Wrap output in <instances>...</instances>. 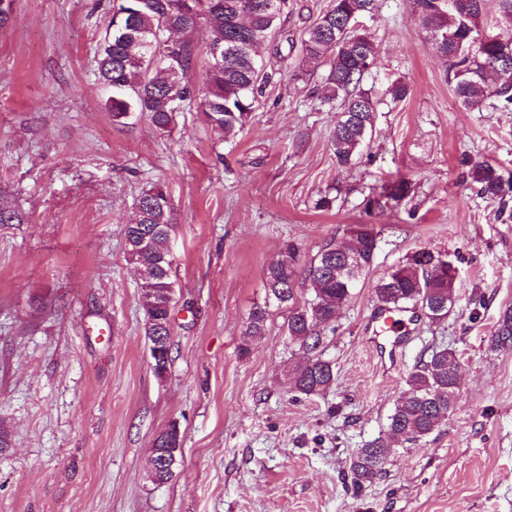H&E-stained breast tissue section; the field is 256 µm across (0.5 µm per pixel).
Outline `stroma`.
I'll use <instances>...</instances> for the list:
<instances>
[{
	"label": "stroma",
	"mask_w": 512,
	"mask_h": 512,
	"mask_svg": "<svg viewBox=\"0 0 512 512\" xmlns=\"http://www.w3.org/2000/svg\"><path fill=\"white\" fill-rule=\"evenodd\" d=\"M286 33L263 47L272 79L233 137L198 103L169 132L141 114L113 121L97 79L108 0H14L0 28V512H512V198H481L463 174L488 161L512 173V108L465 110L410 0H386L367 28L376 47L364 89L405 80L381 107L360 162L337 169L336 112L303 33L330 0H288ZM408 179L398 207L366 210L379 178ZM168 187L177 302L171 363L157 378L125 226L141 192ZM332 192L331 210H319ZM378 233L373 265L324 340L336 381L296 395L285 311L249 356L238 353L263 271L285 241L302 260ZM457 270L447 318L416 314L396 361L377 364L373 286L418 249ZM461 365L456 402L419 443L390 437L408 375L432 349ZM182 435L172 481L148 478L169 423ZM391 438L369 484L352 483L359 448Z\"/></svg>",
	"instance_id": "1"
}]
</instances>
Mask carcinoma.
Segmentation results:
<instances>
[{"instance_id": "carcinoma-1", "label": "carcinoma", "mask_w": 512, "mask_h": 512, "mask_svg": "<svg viewBox=\"0 0 512 512\" xmlns=\"http://www.w3.org/2000/svg\"><path fill=\"white\" fill-rule=\"evenodd\" d=\"M127 14L110 9V21L98 48L99 80L112 90L105 107L120 121L132 112L145 114L159 131L176 121L166 101L172 95L198 98L207 122L234 135L244 129L255 111L266 82L259 48L284 32L288 0H205L195 15L185 13L183 0H124ZM383 0H331L330 7L306 30L302 39L305 68L295 74L305 79L308 69L326 67L322 101L338 102L330 145L336 166H354L370 141L377 109L389 101L406 100L410 88L399 78L391 80L380 97L363 89L366 68L373 63L374 46L363 18L374 19ZM427 39L436 54L447 61L448 78L462 107L474 111L486 103L512 105V38L497 30L512 27V0H412ZM208 27V47L223 50V65H208L206 84L195 89L189 71L195 60L190 40L200 23ZM155 38L153 50L139 46L142 37ZM466 177L478 194L504 201L512 197V177L498 167L481 162ZM412 191L404 179L385 181L365 199V209L401 204ZM172 228L169 193L157 181L142 191L125 238L129 261L143 270L139 287L149 289L142 302L146 323L155 324L167 311V288L172 266H160L170 255ZM378 232L368 224L351 231V238L325 246L304 269L308 297L297 298L301 266L299 247L283 244L279 258L264 271L265 303L251 311L239 347L246 357L251 346L266 336L272 310L287 311L284 327L288 343L298 347L300 358L290 367L295 392L307 397L324 395L335 383L330 362L322 359L324 332L339 310L364 281L373 264ZM440 256L420 249L380 278L373 292L381 308L397 311L417 306L440 322L455 302L456 278L440 268ZM457 357L447 348L434 349L406 379V387L389 418V431L410 442L433 433L448 417L457 389L453 370ZM390 444L377 438L360 449L350 465L355 486L372 481L392 454Z\"/></svg>"}]
</instances>
